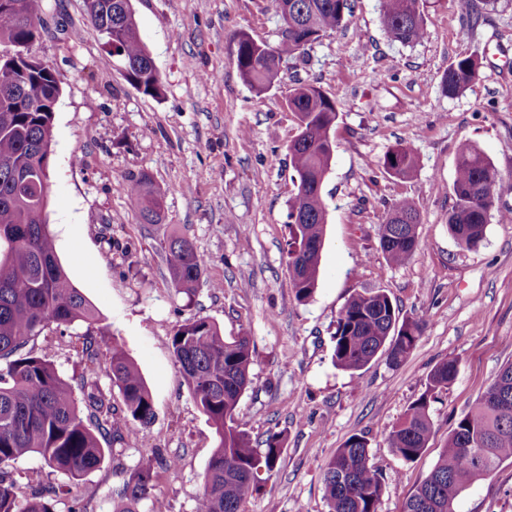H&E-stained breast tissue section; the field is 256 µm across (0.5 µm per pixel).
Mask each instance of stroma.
Wrapping results in <instances>:
<instances>
[{
    "label": "stroma",
    "instance_id": "obj_1",
    "mask_svg": "<svg viewBox=\"0 0 512 512\" xmlns=\"http://www.w3.org/2000/svg\"><path fill=\"white\" fill-rule=\"evenodd\" d=\"M470 0H420L426 34L402 47L380 23V0H353L342 30L283 62L256 92L235 64L236 37L276 45L281 22L265 0H132L143 44L164 84L159 98L124 78L123 62L87 21L83 0H44L45 32L34 53L56 71L47 221L72 284L96 308L98 372L114 405L122 397L107 369L116 338L153 396L150 426L131 423L125 444L107 450L78 481L48 473L35 455L12 465L17 498L37 481L70 485L54 512L80 499L86 512H113L127 471L166 449L177 469L156 492L168 512H195L215 431L183 384L170 338L186 319L205 317L225 337L247 333L255 348L240 415L257 451L285 438L273 471L240 512H328L324 468L352 435L365 436L383 478L379 512H402L433 469L456 422L512 363V0H496L461 35ZM81 39H74V32ZM478 56V78L455 97L441 79L457 59ZM336 105L334 153L322 184L327 224L317 289L298 302L288 266V203L295 188L288 146L298 133L287 108L298 84ZM478 147L498 173L482 246L468 250L448 230L462 143ZM418 156L406 178L385 173L397 146ZM167 188L161 223L147 224L128 200L131 177ZM418 212L419 246L405 264L386 262L379 227L394 201ZM191 239L206 258L193 296L176 293L165 249ZM385 292L399 319L424 316L412 353L397 366L377 358L347 372L333 364L336 321L354 294ZM88 325L45 332L37 349L62 377L79 374L75 352ZM454 357L455 380L431 404L433 434L414 460L386 446L393 426L423 394L433 367ZM455 512H512V460L462 492Z\"/></svg>",
    "mask_w": 512,
    "mask_h": 512
}]
</instances>
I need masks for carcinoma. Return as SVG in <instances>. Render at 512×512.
<instances>
[{
    "instance_id": "obj_1",
    "label": "carcinoma",
    "mask_w": 512,
    "mask_h": 512,
    "mask_svg": "<svg viewBox=\"0 0 512 512\" xmlns=\"http://www.w3.org/2000/svg\"><path fill=\"white\" fill-rule=\"evenodd\" d=\"M19 2L20 9L12 10L1 7L0 0V47L9 51L20 43L32 45L41 35L42 0ZM417 4L418 0H382L380 23L391 41L407 47L423 38L425 18ZM268 5L288 28V37L268 46L245 34L237 36V70L258 92L274 83L281 60L303 56L324 34L340 30L351 13V0H268ZM84 6L89 23L123 60L126 81L147 96L160 97L162 79L140 39L131 0H84ZM478 70V59H458L443 74L444 94L453 97L464 91ZM58 93L55 70L43 60L24 62L12 71L0 69V361L6 363L0 368V512H54L53 503L65 493L61 486L41 484L19 503L17 480L9 470L12 462L35 454L50 472L79 480L104 459L100 436L122 444L129 421L147 425L154 418L153 398L142 372L117 340L109 348L108 373L122 396L120 408L100 387L93 368L94 338L82 348L87 360L78 381L82 408L72 385L33 346L52 327L61 331L85 322L91 329L98 322L95 309L60 264L48 229V166ZM288 108L304 126V139L292 151L294 177L308 179L309 188L290 201L288 217L296 214L300 223L286 224L287 254L288 261L302 264V279L293 282V288L296 299L306 302L316 291L320 273L327 224L320 186L331 166L329 137L337 110L309 84L293 90ZM417 165V155L404 147L383 159L385 172L395 177L410 175ZM496 179L491 162L476 146H459L448 229L467 249L484 240L491 209L486 201L488 182ZM165 193L146 173L129 180L130 202L147 224L160 223ZM416 227L413 203H392L380 225V246L389 264L402 265L414 254L419 245ZM305 243L311 245L307 252L301 250ZM167 254L174 288L192 295L204 256L190 239L180 236L170 240ZM423 328L420 318L397 321L386 293L356 294L336 323L334 365L356 372L384 355L397 366L414 350ZM171 349L183 383L218 436L196 512H239L241 502L257 489L258 469L272 471L284 444L282 434L274 433L260 455L240 429L239 402L251 383L254 347L244 334L227 339L215 322L192 317L175 330ZM457 366L455 358L436 364L427 390L390 431L388 447L404 460L417 458L428 447L431 399L455 380ZM506 460H512V364L500 369L448 434L435 466L407 498L403 512H454L461 492ZM157 464L172 468L176 461L157 456L131 470L116 492L113 512H139L145 500L151 502V512H167L155 494ZM323 490L329 512H378L383 483L370 462L365 437L353 435L336 449L324 469Z\"/></svg>"
}]
</instances>
